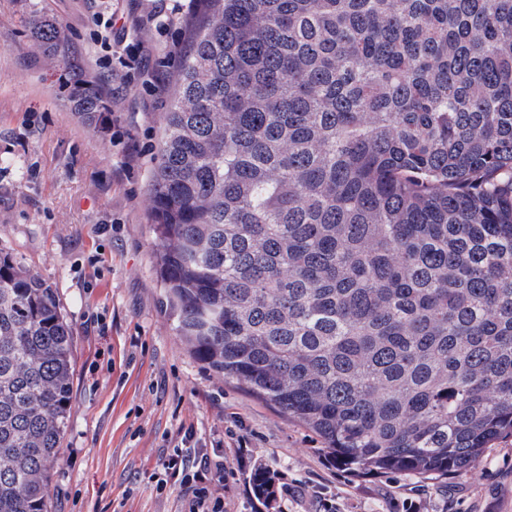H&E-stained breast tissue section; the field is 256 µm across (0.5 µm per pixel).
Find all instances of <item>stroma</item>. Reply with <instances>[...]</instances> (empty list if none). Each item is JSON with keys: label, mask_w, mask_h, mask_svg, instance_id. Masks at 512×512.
Returning a JSON list of instances; mask_svg holds the SVG:
<instances>
[{"label": "stroma", "mask_w": 512, "mask_h": 512, "mask_svg": "<svg viewBox=\"0 0 512 512\" xmlns=\"http://www.w3.org/2000/svg\"><path fill=\"white\" fill-rule=\"evenodd\" d=\"M149 47L144 67H104L89 47L105 0H0V251L52 288L73 334L72 413L53 471L48 512H179L157 492V461L178 430L222 445L224 512H512V439L447 476L353 475L320 439L198 361L162 306L148 191L172 81L171 51L190 15L165 27L150 0H119ZM66 28L88 73L117 88L115 135L96 132L61 88L65 66L28 35L32 15ZM168 81L154 91V70ZM270 471L288 501L261 503L248 483Z\"/></svg>", "instance_id": "35a3bbf8"}]
</instances>
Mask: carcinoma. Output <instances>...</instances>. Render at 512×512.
Wrapping results in <instances>:
<instances>
[{
    "label": "carcinoma",
    "mask_w": 512,
    "mask_h": 512,
    "mask_svg": "<svg viewBox=\"0 0 512 512\" xmlns=\"http://www.w3.org/2000/svg\"><path fill=\"white\" fill-rule=\"evenodd\" d=\"M31 26L97 124L60 23ZM158 155L164 303L198 360L356 475L512 437V0H201ZM72 340L0 251V512H47Z\"/></svg>",
    "instance_id": "cac0c4a2"
}]
</instances>
